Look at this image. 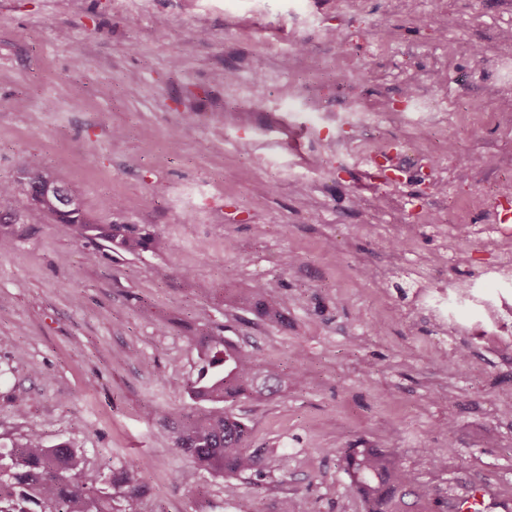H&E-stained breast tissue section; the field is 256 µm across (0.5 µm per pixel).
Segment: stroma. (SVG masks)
Returning a JSON list of instances; mask_svg holds the SVG:
<instances>
[{
    "label": "stroma",
    "mask_w": 512,
    "mask_h": 512,
    "mask_svg": "<svg viewBox=\"0 0 512 512\" xmlns=\"http://www.w3.org/2000/svg\"><path fill=\"white\" fill-rule=\"evenodd\" d=\"M510 31L512 0H0V434L70 442L98 480L138 462L141 512H363L342 448L512 512V351L457 305L461 336L431 358L406 292L417 275L512 292L489 231L512 175ZM32 156L99 223L153 225L156 250L93 263L33 221ZM258 293L287 328L251 313ZM192 329L302 372L233 405L262 485L226 494L169 438Z\"/></svg>",
    "instance_id": "1"
}]
</instances>
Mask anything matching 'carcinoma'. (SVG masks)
Returning <instances> with one entry per match:
<instances>
[{
	"instance_id": "carcinoma-1",
	"label": "carcinoma",
	"mask_w": 512,
	"mask_h": 512,
	"mask_svg": "<svg viewBox=\"0 0 512 512\" xmlns=\"http://www.w3.org/2000/svg\"><path fill=\"white\" fill-rule=\"evenodd\" d=\"M52 183L37 159L26 162L20 185L25 187L33 218L48 217L69 226L93 247L88 259L98 258L102 243L111 252L134 256L156 246V234L147 224H100L80 207L59 210L46 190ZM251 310L262 322L288 326L279 306L257 300ZM186 342L197 350L200 365L195 376L183 381V388L193 402L205 406L170 422L174 447L188 453L197 468L224 478V491L229 494L235 490L233 480L244 474L263 481L264 456L250 448L246 421L224 403L274 397L296 383V375L262 362L254 351L212 331L193 333ZM341 461L348 487L361 500L364 512H414L418 502L448 507V500L404 472L387 448H344ZM136 472L132 462L128 470L112 476L114 492L95 489L70 443L49 446L36 430L11 435L0 444V512H138V492L132 485Z\"/></svg>"
}]
</instances>
